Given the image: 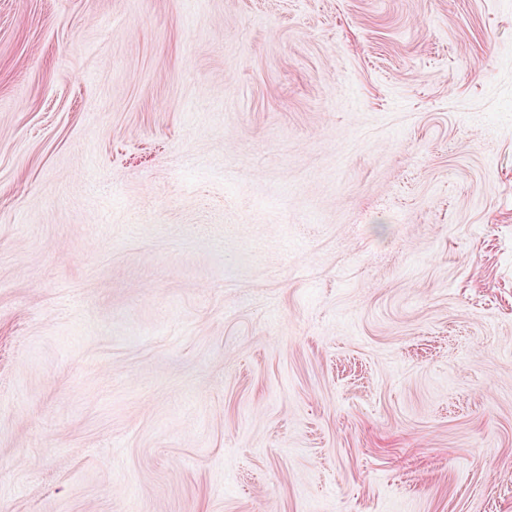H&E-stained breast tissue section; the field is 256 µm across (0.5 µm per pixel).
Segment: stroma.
<instances>
[{"mask_svg": "<svg viewBox=\"0 0 512 512\" xmlns=\"http://www.w3.org/2000/svg\"><path fill=\"white\" fill-rule=\"evenodd\" d=\"M0 512H512V0H0Z\"/></svg>", "mask_w": 512, "mask_h": 512, "instance_id": "1", "label": "stroma"}]
</instances>
